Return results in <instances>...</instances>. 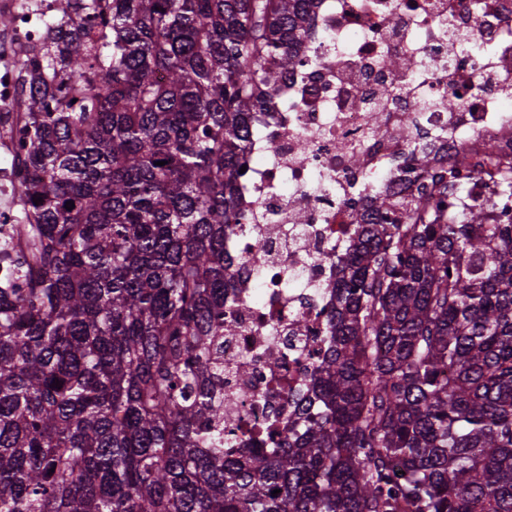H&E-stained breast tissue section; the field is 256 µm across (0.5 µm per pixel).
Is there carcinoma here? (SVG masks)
Wrapping results in <instances>:
<instances>
[{
	"label": "carcinoma",
	"mask_w": 512,
	"mask_h": 512,
	"mask_svg": "<svg viewBox=\"0 0 512 512\" xmlns=\"http://www.w3.org/2000/svg\"><path fill=\"white\" fill-rule=\"evenodd\" d=\"M315 2L52 0L26 37L0 512H512V157L493 145L421 155L413 196L369 199L273 447L224 440L240 157Z\"/></svg>",
	"instance_id": "1"
}]
</instances>
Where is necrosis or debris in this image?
Instances as JSON below:
<instances>
[{
  "mask_svg": "<svg viewBox=\"0 0 512 512\" xmlns=\"http://www.w3.org/2000/svg\"><path fill=\"white\" fill-rule=\"evenodd\" d=\"M302 58L251 116L224 239V433L249 448L269 447L268 418L325 348L326 287L366 197L414 193L421 151L441 166L461 146L512 153V0H320Z\"/></svg>",
  "mask_w": 512,
  "mask_h": 512,
  "instance_id": "1",
  "label": "necrosis or debris"
}]
</instances>
